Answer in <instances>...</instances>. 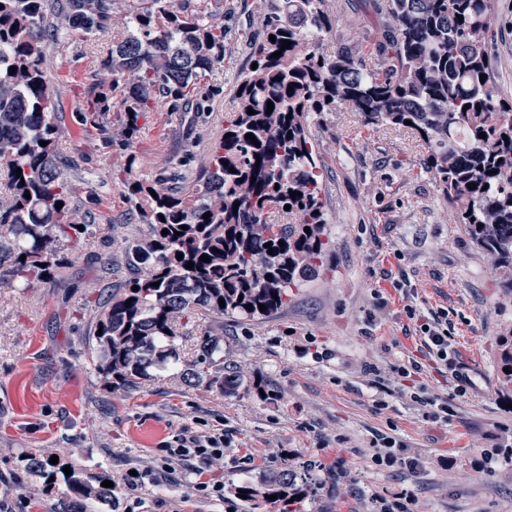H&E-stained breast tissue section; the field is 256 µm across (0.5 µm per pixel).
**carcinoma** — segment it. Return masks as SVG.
<instances>
[{
    "label": "carcinoma",
    "mask_w": 512,
    "mask_h": 512,
    "mask_svg": "<svg viewBox=\"0 0 512 512\" xmlns=\"http://www.w3.org/2000/svg\"><path fill=\"white\" fill-rule=\"evenodd\" d=\"M318 2L271 0L255 44L257 68L236 79L237 106L224 126L230 137L215 146L191 191L174 194L160 180L133 178L130 165L120 170L152 235L132 248L146 267L134 282L139 290L112 293L98 314L99 370L115 384L136 387L151 371L177 362V324L193 311L263 319L284 305L289 290L317 275L326 220L307 122L311 113L340 105L370 124L406 127L420 137L426 168L456 204L457 223L512 289V105L501 102L486 64L491 0H386L381 12L394 27L372 68L349 53L319 51L331 20ZM56 3V16L91 37L112 27V7L121 0ZM52 30L45 0H0V171L7 177L0 192V279L24 289L53 279L65 259L60 244L75 245L81 235L82 220L70 204L69 163L58 149L59 102L41 67ZM284 40L290 48H282ZM279 50L280 57H271ZM222 64L224 29L206 22L189 0H139L127 16V35L101 67L112 82H124L125 112L133 113L129 138L155 89L176 108L187 87ZM294 191L299 195L290 196ZM286 205L294 222L275 223L273 214ZM204 254L210 262L200 260ZM189 262L194 268H186ZM500 361L509 368L502 383L512 387V335L501 342ZM27 468L45 479L59 470L37 454ZM63 480L60 512H93L115 500L114 490L101 486L112 480L108 473L87 480L74 468ZM306 492L286 469L257 485L241 484L237 494L274 505Z\"/></svg>",
    "instance_id": "cac0c4a2"
}]
</instances>
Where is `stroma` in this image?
Segmentation results:
<instances>
[{"label": "stroma", "mask_w": 512, "mask_h": 512, "mask_svg": "<svg viewBox=\"0 0 512 512\" xmlns=\"http://www.w3.org/2000/svg\"><path fill=\"white\" fill-rule=\"evenodd\" d=\"M190 2L223 27L224 64L190 86L178 110L155 93L131 142L121 85L107 108L97 102L101 62L125 34L126 8L113 10L105 34L88 39L60 20L45 43L59 147L88 232L52 282L28 290L0 282V512H56L61 486L28 472L34 452L88 476L110 471L115 503L98 512H279L242 501L236 488L283 469L309 487L293 512H373L376 498L403 493L416 512H512V461L496 454L512 448V391L497 369L500 339L512 333V293L456 223L422 142L348 107L308 119L327 220L319 275L262 320L198 311L179 321V359L196 364L199 379L158 371L126 390L99 371L98 306L142 275L128 248L150 237L114 174L132 155L142 177L193 187L224 137L268 5ZM381 3L322 0L333 24L320 52L374 62L392 24ZM487 63L500 98L512 103V0H493ZM436 321L448 330L444 362L423 332ZM209 337L219 349L203 364ZM466 361L476 370L464 382L452 367ZM228 373L242 383L230 396L213 383ZM256 380L265 396L249 391ZM432 397L445 407L437 420ZM217 433L224 458L207 470L223 481V498L195 488L194 461L162 470L177 438ZM388 449L396 463H376ZM134 470L153 471L154 483L129 490Z\"/></svg>", "instance_id": "35a3bbf8"}]
</instances>
